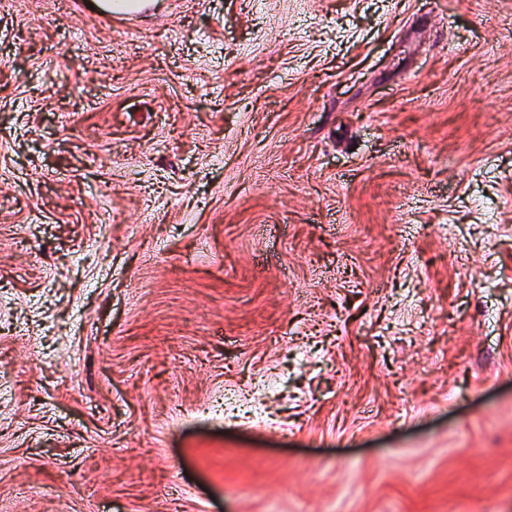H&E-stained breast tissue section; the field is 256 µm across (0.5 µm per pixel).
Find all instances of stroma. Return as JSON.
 Returning <instances> with one entry per match:
<instances>
[{
  "label": "stroma",
  "mask_w": 512,
  "mask_h": 512,
  "mask_svg": "<svg viewBox=\"0 0 512 512\" xmlns=\"http://www.w3.org/2000/svg\"><path fill=\"white\" fill-rule=\"evenodd\" d=\"M512 0H0V512H512ZM96 18L104 24L121 22L145 15L151 0H96Z\"/></svg>",
  "instance_id": "35a3bbf8"
}]
</instances>
